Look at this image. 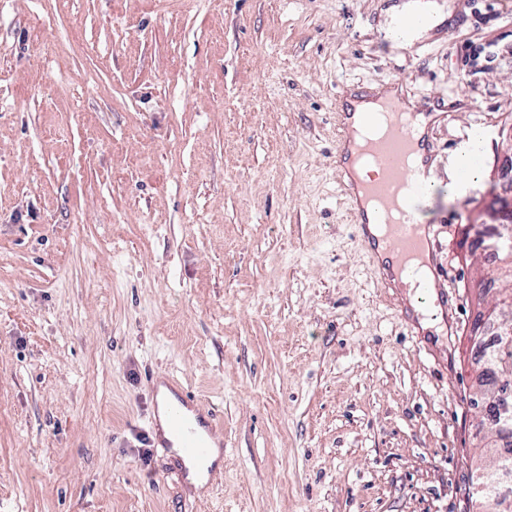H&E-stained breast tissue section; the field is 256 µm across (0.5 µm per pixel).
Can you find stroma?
<instances>
[{
    "label": "stroma",
    "mask_w": 512,
    "mask_h": 512,
    "mask_svg": "<svg viewBox=\"0 0 512 512\" xmlns=\"http://www.w3.org/2000/svg\"><path fill=\"white\" fill-rule=\"evenodd\" d=\"M400 2L0 0L5 512H478L462 229L504 194L512 0H436L412 43ZM396 84L439 110V334L377 282L338 187L344 88ZM151 373L217 417L210 495L147 446ZM485 134L481 129H473L463 141L459 148V161L455 177L448 183V194L460 197L469 185L471 177L475 174V168L470 161L473 157L479 156Z\"/></svg>",
    "instance_id": "1"
}]
</instances>
